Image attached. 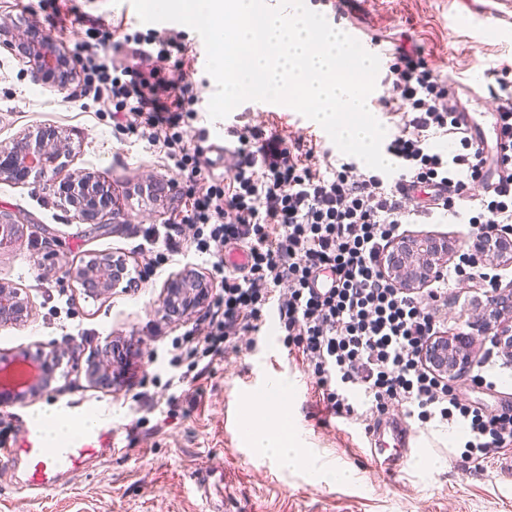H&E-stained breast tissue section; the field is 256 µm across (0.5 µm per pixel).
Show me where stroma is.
Here are the masks:
<instances>
[{"label":"stroma","instance_id":"obj_1","mask_svg":"<svg viewBox=\"0 0 512 512\" xmlns=\"http://www.w3.org/2000/svg\"><path fill=\"white\" fill-rule=\"evenodd\" d=\"M57 2L67 23L56 44L66 51L91 27L107 32L106 53L118 60L128 54L127 33L184 40L183 58L141 55L135 62L146 72L192 73L198 102L185 123L188 135L203 128L209 139H223L232 149L237 139L231 128L256 125L270 135L314 140L332 164L345 162L324 129L296 112H268L260 102L246 101L226 118L211 120L208 102L216 84L195 68L206 50L191 28L141 22L130 0ZM43 17L39 0H0V23L15 31L48 32ZM335 19L345 29L358 26L385 50L421 51L443 79L464 76L489 86L499 77L512 82V40L498 35L508 20L492 11L473 13L461 0H345ZM40 129L67 138L72 153L57 173L30 177L22 185L0 178V215L22 226L17 243L0 251V283L19 288L32 304L26 321L0 324V356L28 347L58 353L50 397L26 403L22 416L56 407L72 420L71 440L77 443L84 417L95 413L119 433L123 449L102 451L77 472L63 474L60 489L44 497L20 493L21 473L0 470V512H204L208 505L216 512H512V484L502 479L499 461L481 473L466 471L458 443L440 442L434 421L413 422L418 452L411 464L393 475L374 472L361 452L364 423L329 416L314 394L311 371L281 345L276 321L262 329L263 337L278 344L266 359L248 351L220 355L206 378L172 398L163 385L174 373L168 351L186 329L202 323L206 309L170 316L162 304L164 288L180 273L205 281L211 274L193 254L157 258L131 247L180 207L178 177L160 145L118 123L111 101H72L66 91L36 84L29 67L0 52V148ZM84 173L112 187L116 203L104 223H81L58 193L60 181ZM150 184L162 185V196L143 194ZM408 230L446 239L449 263L467 250L461 218L422 216ZM100 258L126 264L130 275L139 276L138 288L117 287L100 299L87 296L69 272ZM475 292L467 279L449 281L448 298L437 312L449 331L471 332V318L482 308ZM111 342L125 349L123 376L113 388L100 389L88 382L86 370L91 354ZM283 377L295 388L288 405L262 403L266 385ZM451 383L461 399L490 412L512 403L507 365L494 396L484 394L468 371ZM143 388L154 395L152 409L135 401ZM229 405L264 429L268 415L287 409L289 421L304 430V462L283 468L255 455L242 432L226 431ZM339 468L352 470V481L336 483ZM196 477L209 478L210 504L190 491Z\"/></svg>","mask_w":512,"mask_h":512}]
</instances>
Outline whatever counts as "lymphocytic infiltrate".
Segmentation results:
<instances>
[{
	"instance_id": "obj_1",
	"label": "lymphocytic infiltrate",
	"mask_w": 512,
	"mask_h": 512,
	"mask_svg": "<svg viewBox=\"0 0 512 512\" xmlns=\"http://www.w3.org/2000/svg\"><path fill=\"white\" fill-rule=\"evenodd\" d=\"M104 46L92 30L76 47L81 73L64 83L70 99L111 100L130 115L131 130L163 146L188 185L181 207L145 236L142 250L185 254L182 227L194 226L196 252L211 257L220 277L206 325L187 329L172 344V363H186L187 370L168 379V387L204 377L222 353L255 350L272 317L285 345L311 370L328 412L357 416L363 398L377 414L396 405L425 424L460 426L461 459L477 471L512 450V409L490 414L463 402L422 355L433 337L446 333L433 308L449 279L465 275L469 254L412 291L398 288L380 263L405 225L436 209L468 204L470 243L512 228L511 83L500 82L494 95L496 180L488 178L483 149L458 127L461 103L447 82L423 57L398 51L384 78L392 94L382 101L399 117L387 146L397 165L393 174L363 172L352 162L325 169L313 145L246 126L236 133L235 163L218 182L202 151L186 143L184 117L195 102L189 75L142 73L108 58ZM438 132L450 137L449 153L430 150ZM475 182L484 185L478 198L470 193ZM230 245L246 249L245 265L225 266ZM321 275L332 281L322 293L314 287Z\"/></svg>"
}]
</instances>
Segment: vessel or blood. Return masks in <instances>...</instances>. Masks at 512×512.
I'll list each match as a JSON object with an SVG mask.
<instances>
[{"label":"vessel or blood","mask_w":512,"mask_h":512,"mask_svg":"<svg viewBox=\"0 0 512 512\" xmlns=\"http://www.w3.org/2000/svg\"><path fill=\"white\" fill-rule=\"evenodd\" d=\"M367 456L376 469L385 474L396 472L415 454L414 432L407 420L398 414L382 418L368 434ZM118 440L95 430L86 433L80 444L63 442L53 448L44 447L38 434L26 431L18 442L0 444V467L16 464L25 467L21 491L42 495L53 491L60 473L75 470L86 459L97 455L104 445H117Z\"/></svg>","instance_id":"1"}]
</instances>
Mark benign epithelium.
I'll return each mask as SVG.
<instances>
[{"instance_id":"7a95c632","label":"benign epithelium","mask_w":512,"mask_h":512,"mask_svg":"<svg viewBox=\"0 0 512 512\" xmlns=\"http://www.w3.org/2000/svg\"><path fill=\"white\" fill-rule=\"evenodd\" d=\"M26 46V51L18 54V59L31 68L33 80L39 84L57 86L60 84V72L63 51L47 36L12 33L0 26V48L10 53L17 46ZM66 152L61 140L33 143L21 140L10 149H0V176L15 184H23L32 173L47 174L58 171L59 160ZM94 180L85 176L73 187L77 188L75 208L81 220L86 224H96L99 218L111 209L112 204L99 201V195L92 189ZM494 247L497 257L512 263V238L499 235L497 242H478L472 249V259L482 261ZM388 272L399 288L411 291L421 288L425 282L447 266L448 245L431 235H412L389 246ZM72 278L91 296L104 297L118 285L116 265L108 260L93 263L85 268L72 271ZM512 294L497 293L489 299L483 312L474 317L479 327L489 322L491 312L500 310V305L508 304ZM203 295L193 284L178 278L173 279L167 289L164 305L174 304L187 310L199 305ZM31 311L29 300L21 292L8 285L0 284V321L19 323L28 317ZM498 347L501 353L512 359V319H497L495 325ZM472 337L440 336L429 347V361L437 371L454 377L465 372L472 361ZM91 384L110 386L118 378L117 365L112 356L97 354L88 373ZM53 371L47 356L40 350L25 349L11 360L0 364V402H9L24 397L34 400L51 385Z\"/></svg>"}]
</instances>
